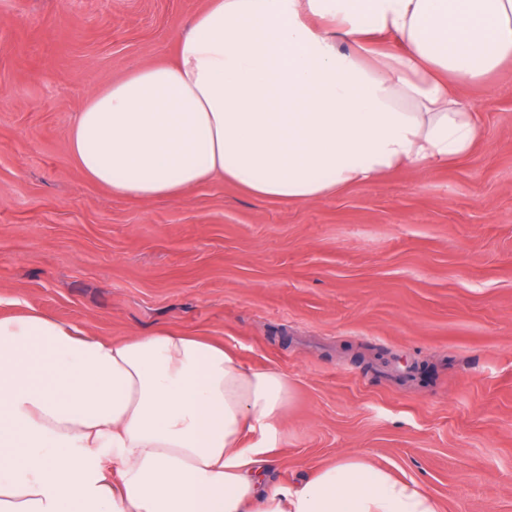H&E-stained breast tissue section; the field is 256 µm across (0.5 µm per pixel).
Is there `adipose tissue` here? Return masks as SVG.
<instances>
[{
    "instance_id": "obj_1",
    "label": "adipose tissue",
    "mask_w": 512,
    "mask_h": 512,
    "mask_svg": "<svg viewBox=\"0 0 512 512\" xmlns=\"http://www.w3.org/2000/svg\"><path fill=\"white\" fill-rule=\"evenodd\" d=\"M512 61V0H210L170 61L93 93L69 149L114 194L214 177L310 202L470 154L453 87ZM280 371L202 336L0 316V512H440L360 455L269 477Z\"/></svg>"
}]
</instances>
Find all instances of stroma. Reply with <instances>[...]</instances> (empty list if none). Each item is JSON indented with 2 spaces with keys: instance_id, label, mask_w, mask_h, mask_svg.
Instances as JSON below:
<instances>
[{
  "instance_id": "35a3bbf8",
  "label": "stroma",
  "mask_w": 512,
  "mask_h": 512,
  "mask_svg": "<svg viewBox=\"0 0 512 512\" xmlns=\"http://www.w3.org/2000/svg\"><path fill=\"white\" fill-rule=\"evenodd\" d=\"M209 0H0V316L203 336L291 385L273 477L348 454L440 512H512V62L457 86L473 153L305 203L211 180L133 199L68 147L95 90Z\"/></svg>"
}]
</instances>
